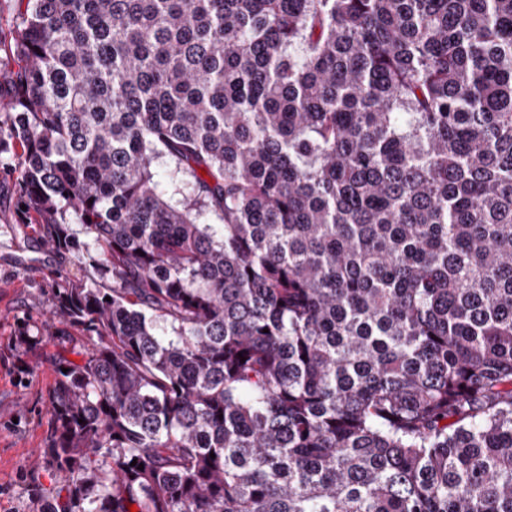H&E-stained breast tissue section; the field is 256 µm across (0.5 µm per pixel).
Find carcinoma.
Returning a JSON list of instances; mask_svg holds the SVG:
<instances>
[{"label": "carcinoma", "instance_id": "1", "mask_svg": "<svg viewBox=\"0 0 512 512\" xmlns=\"http://www.w3.org/2000/svg\"><path fill=\"white\" fill-rule=\"evenodd\" d=\"M19 2L44 512H512V0Z\"/></svg>", "mask_w": 512, "mask_h": 512}]
</instances>
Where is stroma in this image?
Returning <instances> with one entry per match:
<instances>
[{
    "label": "stroma",
    "instance_id": "obj_1",
    "mask_svg": "<svg viewBox=\"0 0 512 512\" xmlns=\"http://www.w3.org/2000/svg\"><path fill=\"white\" fill-rule=\"evenodd\" d=\"M17 165L0 166V512H41L63 476L35 467L49 428L45 400L58 341L17 342L23 330L55 326L49 313L56 284L82 276L77 264L49 262L35 236L18 234Z\"/></svg>",
    "mask_w": 512,
    "mask_h": 512
}]
</instances>
